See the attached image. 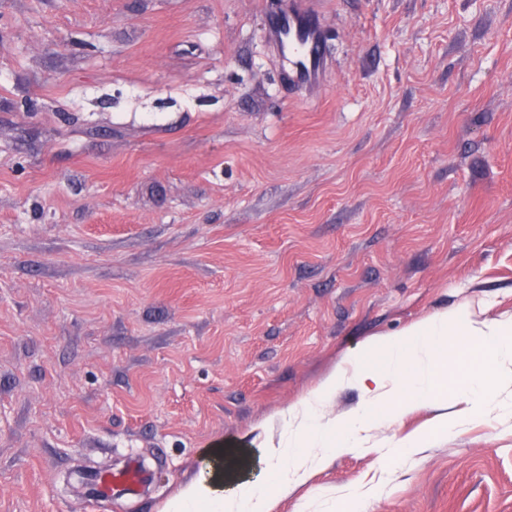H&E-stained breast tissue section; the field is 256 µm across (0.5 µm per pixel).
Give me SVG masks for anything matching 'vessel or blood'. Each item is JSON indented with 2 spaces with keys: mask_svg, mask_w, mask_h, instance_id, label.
I'll return each instance as SVG.
<instances>
[{
  "mask_svg": "<svg viewBox=\"0 0 512 512\" xmlns=\"http://www.w3.org/2000/svg\"><path fill=\"white\" fill-rule=\"evenodd\" d=\"M271 26L286 54L292 79L301 85L320 80L324 70L322 33L316 18L298 5L273 17ZM149 481L150 475L140 461L128 457L121 469L95 479L93 500L99 503L138 493Z\"/></svg>",
  "mask_w": 512,
  "mask_h": 512,
  "instance_id": "vessel-or-blood-1",
  "label": "vessel or blood"
}]
</instances>
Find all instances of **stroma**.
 <instances>
[{
  "label": "stroma",
  "instance_id": "stroma-1",
  "mask_svg": "<svg viewBox=\"0 0 512 512\" xmlns=\"http://www.w3.org/2000/svg\"><path fill=\"white\" fill-rule=\"evenodd\" d=\"M307 2L314 90L269 0H0V512H160L369 344L512 318V0ZM461 377L273 512H512V415L434 432ZM271 26L286 54L292 79L301 85L320 80L324 70L321 28L316 18L302 8V2L296 0L288 13L274 16ZM150 478L140 461L130 456L121 469L95 478L94 496L88 501L94 506L99 502L109 501L112 497L136 494L150 482Z\"/></svg>",
  "mask_w": 512,
  "mask_h": 512
}]
</instances>
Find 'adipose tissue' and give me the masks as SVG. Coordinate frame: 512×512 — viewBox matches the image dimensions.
<instances>
[{
	"instance_id": "ef3b65f1",
	"label": "adipose tissue",
	"mask_w": 512,
	"mask_h": 512,
	"mask_svg": "<svg viewBox=\"0 0 512 512\" xmlns=\"http://www.w3.org/2000/svg\"><path fill=\"white\" fill-rule=\"evenodd\" d=\"M470 336L468 351L490 356L491 370L472 372L460 388L463 409L448 424L458 432L490 414L512 413L501 401L512 384V319H470L462 309L443 311L370 345L277 418L278 434L263 449L265 476L250 479L218 465L185 484L161 512H272L276 495L305 485L339 453L369 447L380 425L431 406V388L451 337ZM354 383L362 400L352 414L330 420L324 408L338 387Z\"/></svg>"
}]
</instances>
